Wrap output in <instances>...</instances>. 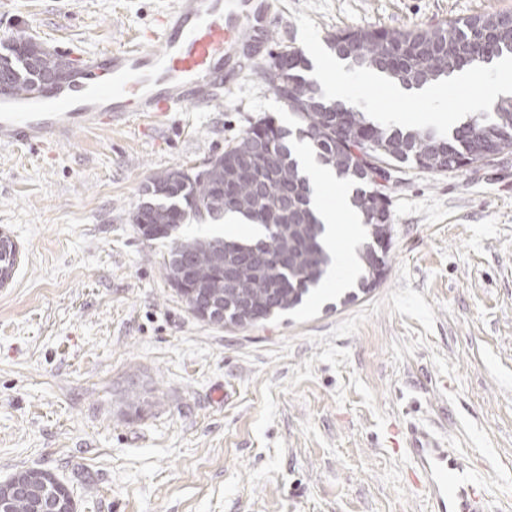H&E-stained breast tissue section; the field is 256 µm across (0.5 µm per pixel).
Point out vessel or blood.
I'll return each instance as SVG.
<instances>
[{
    "label": "vessel or blood",
    "instance_id": "obj_1",
    "mask_svg": "<svg viewBox=\"0 0 512 512\" xmlns=\"http://www.w3.org/2000/svg\"><path fill=\"white\" fill-rule=\"evenodd\" d=\"M275 11V0H182L161 18L159 51L99 50L64 82L0 94V144L54 146L137 115L209 107L225 71L246 67L238 48L266 34ZM402 444L427 512H489L484 479L438 431L413 424Z\"/></svg>",
    "mask_w": 512,
    "mask_h": 512
}]
</instances>
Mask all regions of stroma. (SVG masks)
I'll use <instances>...</instances> for the list:
<instances>
[{
	"mask_svg": "<svg viewBox=\"0 0 512 512\" xmlns=\"http://www.w3.org/2000/svg\"><path fill=\"white\" fill-rule=\"evenodd\" d=\"M179 0H0V47L23 31L82 59L158 49ZM511 12L512 0H279L258 61L302 49L312 79L327 38ZM448 86V122L426 102L359 85L378 120L450 133L487 84ZM222 98L59 146H0V234L20 251L0 285V481L38 467L77 512H424L402 432L430 424L479 468L492 500L512 497V152L441 173L407 165L387 184L385 272L363 267L293 310L246 329L200 321L170 288L167 245L129 216L155 174L199 166L250 122L290 114L255 74ZM355 292L345 300V292Z\"/></svg>",
	"mask_w": 512,
	"mask_h": 512,
	"instance_id": "1",
	"label": "stroma"
}]
</instances>
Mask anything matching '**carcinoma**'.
Segmentation results:
<instances>
[{
	"mask_svg": "<svg viewBox=\"0 0 512 512\" xmlns=\"http://www.w3.org/2000/svg\"><path fill=\"white\" fill-rule=\"evenodd\" d=\"M497 18L496 13H482L403 32L368 25L334 34L330 48L339 59L361 72L381 74L408 88L422 87L464 68L489 64L512 54V40L501 34ZM31 52L32 36L20 33L11 40L6 53L0 54V78L7 77L0 81V88L27 92L36 82L46 81L49 74L66 73L67 60L54 55L34 64L30 62ZM288 57L293 67L285 75L281 62ZM311 69L310 60L295 48L286 54H271L263 65L274 95L300 118L299 135L309 140L324 166L352 186L350 205L365 225L388 223L383 188L395 163L437 173L454 168L452 158L457 155L471 165L481 162L472 153L475 146L486 142L496 143L501 153L512 152V97L494 102L495 118L491 122L472 118L449 135L433 129L404 131L376 120L365 110L326 100L317 84L306 77ZM341 113L348 115L354 131L347 139L340 138L336 129ZM291 135L287 127L271 117H263L251 124L233 146L215 157L206 176L182 169L155 175L143 187L145 200L134 211L136 225L165 226L164 230L146 236V240L168 241L167 273L187 259L190 283H210L224 266V237L182 240L175 232L189 217L201 223L218 220L224 214V201L214 195V185L234 175L244 161H252V175L236 184L234 212L251 222L257 214L265 216L266 235L257 247L264 261L243 267L238 294L224 297L226 326H248L237 317L242 304L262 305L274 315L296 308L310 289L319 285L330 264L322 234H317L316 249L303 245L304 237L314 235L319 219L311 207V177L292 155ZM284 252L292 254L286 268L275 262ZM361 258L365 274L359 287L365 289L376 283L385 262L374 256L369 247ZM30 475L36 481L24 482L25 488L21 490H11L6 482L0 484V492L8 490L12 496L10 512H36L38 495L61 490L57 486L60 479L47 470L32 468L15 473L22 478Z\"/></svg>",
	"mask_w": 512,
	"mask_h": 512,
	"instance_id": "carcinoma-1",
	"label": "carcinoma"
}]
</instances>
